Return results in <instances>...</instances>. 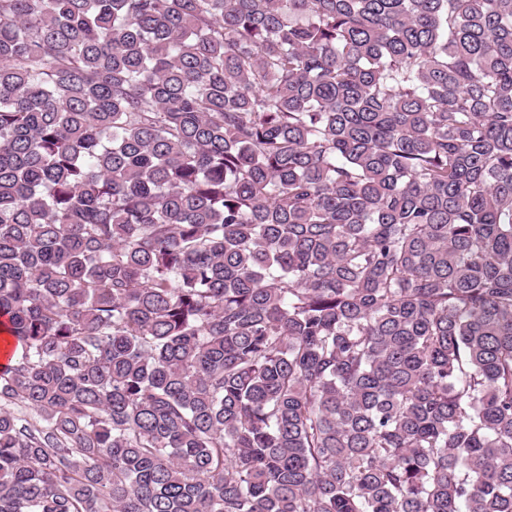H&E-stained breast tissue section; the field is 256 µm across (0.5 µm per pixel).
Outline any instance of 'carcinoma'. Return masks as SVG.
I'll return each instance as SVG.
<instances>
[{"label":"carcinoma","instance_id":"1","mask_svg":"<svg viewBox=\"0 0 512 512\" xmlns=\"http://www.w3.org/2000/svg\"><path fill=\"white\" fill-rule=\"evenodd\" d=\"M0 512H512V0H0Z\"/></svg>","mask_w":512,"mask_h":512}]
</instances>
